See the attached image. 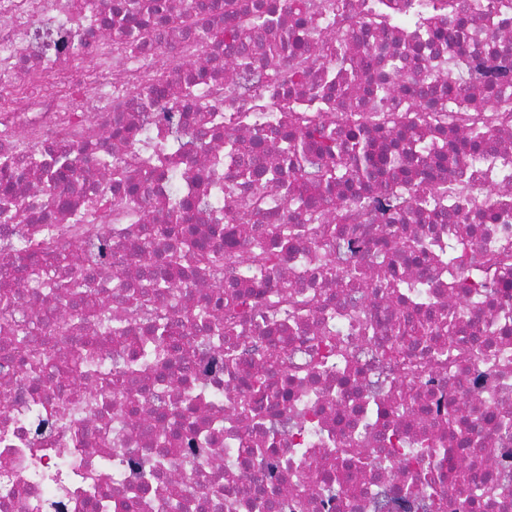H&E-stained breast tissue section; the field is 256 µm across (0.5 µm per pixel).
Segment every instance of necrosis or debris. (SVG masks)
Instances as JSON below:
<instances>
[{
  "label": "necrosis or debris",
  "instance_id": "necrosis-or-debris-1",
  "mask_svg": "<svg viewBox=\"0 0 512 512\" xmlns=\"http://www.w3.org/2000/svg\"><path fill=\"white\" fill-rule=\"evenodd\" d=\"M82 1L0 0V512H512V108L493 80L512 85V0H224L207 16L153 0L166 23L142 51L107 36L109 0ZM262 8L285 45L272 67L245 39ZM224 27L240 39L198 38ZM452 56L468 83L449 81ZM294 106L374 154L403 146L400 181L464 198L380 211L396 187L379 168L313 194L305 220L276 137ZM203 112L217 120L199 139ZM52 151L73 158L64 176L30 162ZM253 183L251 221L280 252L263 270L237 219ZM188 231L228 264L195 261ZM330 264L367 287H337ZM230 289L243 305L225 307ZM161 313L169 354L147 365ZM85 348L100 366L79 373Z\"/></svg>",
  "mask_w": 512,
  "mask_h": 512
}]
</instances>
